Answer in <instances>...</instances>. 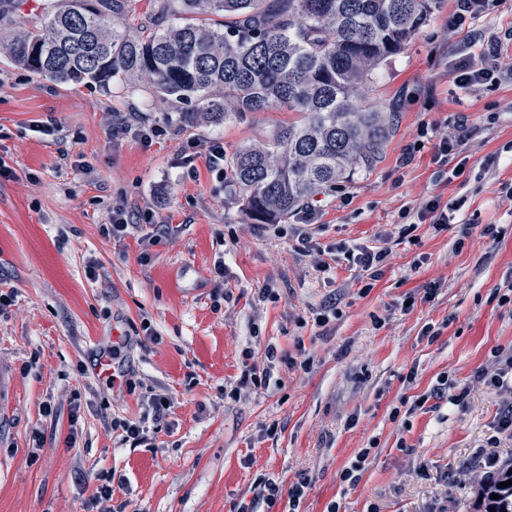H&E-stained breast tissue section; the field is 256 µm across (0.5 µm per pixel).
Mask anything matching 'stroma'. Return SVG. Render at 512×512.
<instances>
[{"instance_id":"stroma-1","label":"stroma","mask_w":512,"mask_h":512,"mask_svg":"<svg viewBox=\"0 0 512 512\" xmlns=\"http://www.w3.org/2000/svg\"><path fill=\"white\" fill-rule=\"evenodd\" d=\"M454 9L436 0L367 84L362 106L394 115L382 160L310 199L317 242L390 250L375 281L341 254L318 277L291 236L248 217L204 155L184 164L188 142L219 140L229 157L298 113L188 125L183 104L146 88L59 86L0 52V159L13 170L0 178V290L13 294L0 310V512H100L102 474L115 510L267 512L258 478L285 492L302 473L303 512L333 502L340 512H484L475 451L512 465V440L491 443L506 393L477 379L512 350V291H500L512 281V78L466 93L453 67L467 52L512 54V0H486L452 33ZM110 112L165 133L148 146L113 138ZM49 116L60 135L32 132ZM459 132L466 163L455 178L457 160L434 154ZM432 198L455 208L449 229L420 222ZM118 202L174 233L147 250L140 230L104 235ZM145 318L153 336L139 333ZM116 330L130 339L131 391L93 371ZM270 343L310 356V370L274 361L268 386L232 397L247 354ZM443 383L460 404L400 411L401 397ZM153 393L173 402L164 421L147 416ZM116 420L143 422L144 442H123ZM364 448L361 480L342 483Z\"/></svg>"}]
</instances>
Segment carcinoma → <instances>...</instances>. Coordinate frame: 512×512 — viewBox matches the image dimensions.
Masks as SVG:
<instances>
[{"label": "carcinoma", "mask_w": 512, "mask_h": 512, "mask_svg": "<svg viewBox=\"0 0 512 512\" xmlns=\"http://www.w3.org/2000/svg\"><path fill=\"white\" fill-rule=\"evenodd\" d=\"M433 2L162 0L179 23L135 28L125 23L131 0H51L16 28L18 4L0 0V28L12 27L0 46L12 64L61 85L121 81L172 97L187 106L179 116L186 124L273 107L302 113L300 125L226 162L228 193L252 220L276 224L381 158L391 117L355 101L426 23ZM508 480L510 472L501 477ZM499 482L481 488L484 512H512V485Z\"/></svg>", "instance_id": "1"}]
</instances>
